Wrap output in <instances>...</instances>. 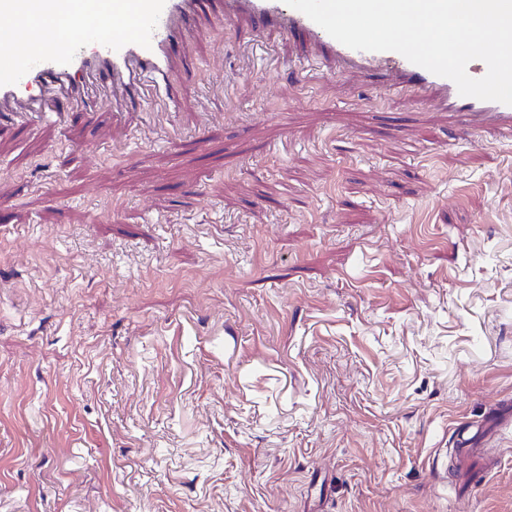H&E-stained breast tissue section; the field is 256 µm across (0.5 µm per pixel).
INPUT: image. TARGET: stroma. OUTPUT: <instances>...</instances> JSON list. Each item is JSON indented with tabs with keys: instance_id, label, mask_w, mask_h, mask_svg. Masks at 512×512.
Listing matches in <instances>:
<instances>
[{
	"instance_id": "1",
	"label": "stroma",
	"mask_w": 512,
	"mask_h": 512,
	"mask_svg": "<svg viewBox=\"0 0 512 512\" xmlns=\"http://www.w3.org/2000/svg\"><path fill=\"white\" fill-rule=\"evenodd\" d=\"M196 27L174 111L0 126V512H512V134Z\"/></svg>"
}]
</instances>
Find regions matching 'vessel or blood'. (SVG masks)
Here are the masks:
<instances>
[{"label": "vessel or blood", "instance_id": "b4317fda", "mask_svg": "<svg viewBox=\"0 0 512 512\" xmlns=\"http://www.w3.org/2000/svg\"><path fill=\"white\" fill-rule=\"evenodd\" d=\"M215 6L225 27L258 18L280 35L313 40L332 64L330 76L382 69L389 90L416 106L436 101L460 114L464 129L512 132V106L461 96L453 81L399 53L348 48L284 0H0V110L24 101L38 113L51 98L62 103L56 113L62 120L84 111L98 87L135 86L147 76L154 83L143 93L148 108L169 111L155 85L166 80L169 61L195 20ZM50 18L75 25V33L59 39L44 26Z\"/></svg>", "mask_w": 512, "mask_h": 512}]
</instances>
